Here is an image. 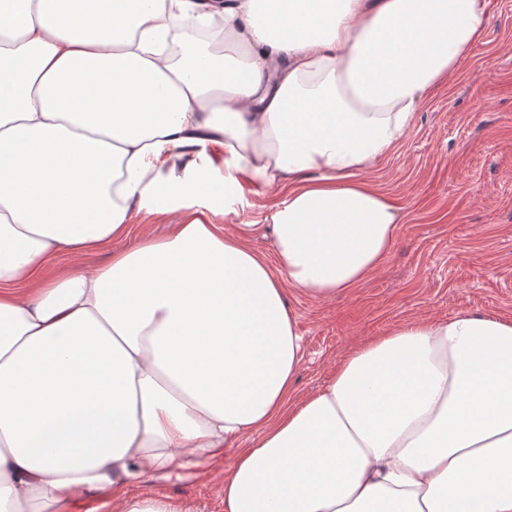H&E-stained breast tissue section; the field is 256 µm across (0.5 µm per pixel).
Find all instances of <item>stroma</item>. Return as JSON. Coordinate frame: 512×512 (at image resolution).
Returning a JSON list of instances; mask_svg holds the SVG:
<instances>
[{"mask_svg":"<svg viewBox=\"0 0 512 512\" xmlns=\"http://www.w3.org/2000/svg\"><path fill=\"white\" fill-rule=\"evenodd\" d=\"M402 219L380 267L329 299L293 294L303 337L298 396L322 389L337 364L408 321L461 311L512 320V0H489V23L460 71L432 91L396 146L366 172ZM251 205L217 216L274 261L256 222L272 191L246 186ZM234 449L206 463L132 483V498L168 496L198 512H224V473Z\"/></svg>","mask_w":512,"mask_h":512,"instance_id":"stroma-1","label":"stroma"}]
</instances>
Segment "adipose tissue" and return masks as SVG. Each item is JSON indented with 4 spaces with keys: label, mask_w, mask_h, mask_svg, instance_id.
Listing matches in <instances>:
<instances>
[{
    "label": "adipose tissue",
    "mask_w": 512,
    "mask_h": 512,
    "mask_svg": "<svg viewBox=\"0 0 512 512\" xmlns=\"http://www.w3.org/2000/svg\"><path fill=\"white\" fill-rule=\"evenodd\" d=\"M487 20L488 0H0V512H190L126 488L227 448L224 512H512V321L407 322L299 398L287 300L389 253L399 210L360 174ZM178 22L224 42L173 61ZM248 183L274 192L272 265L213 221ZM144 206L180 220L51 270Z\"/></svg>",
    "instance_id": "1"
}]
</instances>
